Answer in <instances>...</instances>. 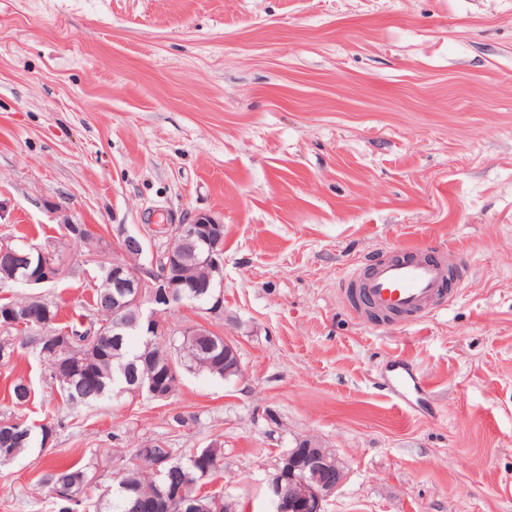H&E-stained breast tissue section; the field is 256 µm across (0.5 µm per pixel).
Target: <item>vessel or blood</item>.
<instances>
[{
  "label": "vessel or blood",
  "mask_w": 512,
  "mask_h": 512,
  "mask_svg": "<svg viewBox=\"0 0 512 512\" xmlns=\"http://www.w3.org/2000/svg\"><path fill=\"white\" fill-rule=\"evenodd\" d=\"M459 267L450 252L404 248L346 274L341 299L367 320L429 315L454 299Z\"/></svg>",
  "instance_id": "1"
}]
</instances>
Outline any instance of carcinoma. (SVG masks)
Here are the masks:
<instances>
[{"label":"carcinoma","instance_id":"1","mask_svg":"<svg viewBox=\"0 0 512 512\" xmlns=\"http://www.w3.org/2000/svg\"><path fill=\"white\" fill-rule=\"evenodd\" d=\"M102 273V286L96 289L89 324L83 327H56L57 305L46 299L20 298L0 301V360L14 351L11 333H38V354L51 368L62 403L68 407L89 405L119 391L134 393L147 390L151 383L170 385L176 392L181 371H198L224 378V337L205 329L183 332L172 329L153 336L142 335L138 327L121 328L113 335L112 324L134 319L136 308L112 313V261H97ZM37 310L39 323L19 329L8 321L24 319L25 313ZM13 403L23 405L32 398V391L23 381L10 389ZM33 441L32 429L23 421L10 427L0 426V465L7 464ZM130 457L138 464L125 471L112 489L109 512H130L139 496L152 494L155 487L172 481L193 484L200 490L224 473V448L213 441L186 456L163 441H156L147 451L132 449ZM89 467L79 463L58 466L44 476L50 484L66 482L78 485ZM233 503L221 493H203L196 500H181L170 494L159 498L155 512H233Z\"/></svg>","mask_w":512,"mask_h":512}]
</instances>
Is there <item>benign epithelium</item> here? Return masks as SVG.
I'll use <instances>...</instances> for the list:
<instances>
[{
  "instance_id": "benign-epithelium-1",
  "label": "benign epithelium",
  "mask_w": 512,
  "mask_h": 512,
  "mask_svg": "<svg viewBox=\"0 0 512 512\" xmlns=\"http://www.w3.org/2000/svg\"><path fill=\"white\" fill-rule=\"evenodd\" d=\"M222 221L207 212L197 211L179 224L163 225L166 248L154 255L149 264L140 262L144 246L132 236L118 235L112 245V310L122 312L130 306L151 329L160 331L163 324L156 305L182 296L178 267L179 255L203 258L210 271L224 277V258L209 249L210 229ZM39 254L45 266L60 255L57 247H29L25 254L12 253L14 270L31 263V254ZM224 371L241 375L238 347L224 339ZM267 487L274 512H323V504L343 482L344 470L324 448H290L283 453Z\"/></svg>"
}]
</instances>
